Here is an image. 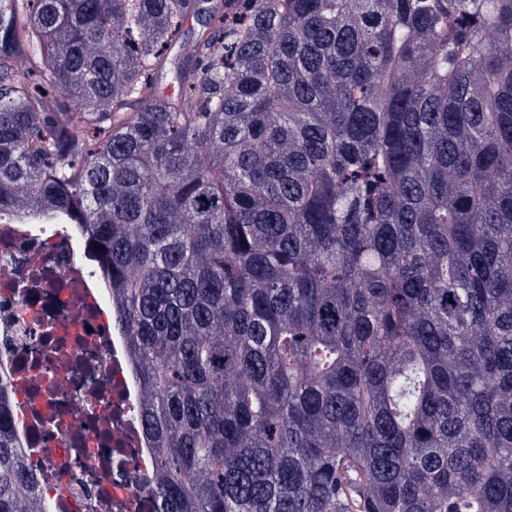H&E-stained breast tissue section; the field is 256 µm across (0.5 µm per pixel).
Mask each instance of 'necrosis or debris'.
I'll list each match as a JSON object with an SVG mask.
<instances>
[{
	"mask_svg": "<svg viewBox=\"0 0 512 512\" xmlns=\"http://www.w3.org/2000/svg\"><path fill=\"white\" fill-rule=\"evenodd\" d=\"M74 226L0 224V391L49 512H158L109 291Z\"/></svg>",
	"mask_w": 512,
	"mask_h": 512,
	"instance_id": "4bbe7bcc",
	"label": "necrosis or debris"
}]
</instances>
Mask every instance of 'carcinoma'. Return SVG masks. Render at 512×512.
Instances as JSON below:
<instances>
[{"label":"carcinoma","mask_w":512,"mask_h":512,"mask_svg":"<svg viewBox=\"0 0 512 512\" xmlns=\"http://www.w3.org/2000/svg\"><path fill=\"white\" fill-rule=\"evenodd\" d=\"M0 224L80 226L160 512H512V0H0Z\"/></svg>","instance_id":"1"}]
</instances>
